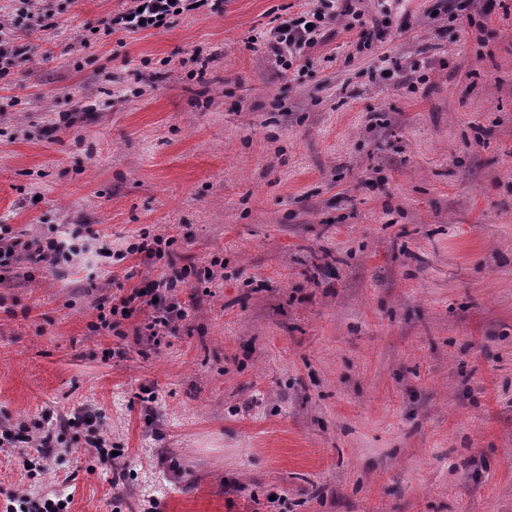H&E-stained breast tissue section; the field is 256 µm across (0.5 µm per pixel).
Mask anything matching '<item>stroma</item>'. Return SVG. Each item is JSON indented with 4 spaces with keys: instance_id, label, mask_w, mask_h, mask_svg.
I'll list each match as a JSON object with an SVG mask.
<instances>
[{
    "instance_id": "35a3bbf8",
    "label": "stroma",
    "mask_w": 512,
    "mask_h": 512,
    "mask_svg": "<svg viewBox=\"0 0 512 512\" xmlns=\"http://www.w3.org/2000/svg\"><path fill=\"white\" fill-rule=\"evenodd\" d=\"M318 3L105 37L126 0H51L21 32L0 227L94 237L0 269V421L71 422L47 460L0 450V512L20 487L67 512H512V0H358L387 35L335 27L302 68L252 43ZM144 231L167 257L126 254ZM180 269L176 335L135 336L146 306L91 331Z\"/></svg>"
}]
</instances>
